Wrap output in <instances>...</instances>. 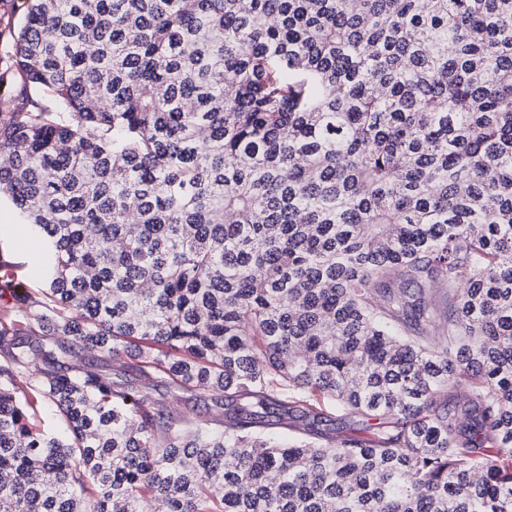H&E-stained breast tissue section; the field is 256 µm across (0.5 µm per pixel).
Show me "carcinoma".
Segmentation results:
<instances>
[{
  "label": "carcinoma",
  "mask_w": 512,
  "mask_h": 512,
  "mask_svg": "<svg viewBox=\"0 0 512 512\" xmlns=\"http://www.w3.org/2000/svg\"><path fill=\"white\" fill-rule=\"evenodd\" d=\"M12 58L0 512H512V0H26ZM14 208L0 200V305L20 306L24 294L40 298L46 288L40 266L41 241L32 236ZM21 227L22 231L18 228ZM22 287V288H20ZM72 366L79 368H91L111 373L112 377L119 379L134 380L138 378L134 373L126 371L121 361L113 360L112 357L100 355L94 351L80 352L67 359ZM155 394L158 398L165 399L173 410L181 413L191 414L194 412L205 415L210 406L207 395L199 391L172 394L167 392L165 387L159 386ZM27 409L37 424L57 432H63L64 426L57 417L54 408L50 407L39 396L35 394L29 396Z\"/></svg>",
  "instance_id": "carcinoma-1"
}]
</instances>
